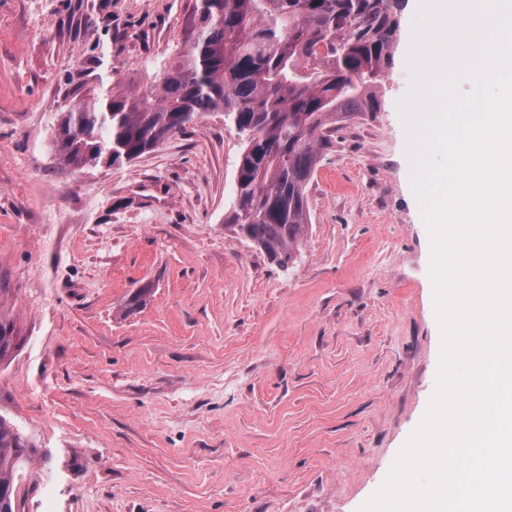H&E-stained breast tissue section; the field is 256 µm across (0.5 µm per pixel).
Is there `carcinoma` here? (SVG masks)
I'll use <instances>...</instances> for the list:
<instances>
[{"label": "carcinoma", "instance_id": "1", "mask_svg": "<svg viewBox=\"0 0 512 512\" xmlns=\"http://www.w3.org/2000/svg\"><path fill=\"white\" fill-rule=\"evenodd\" d=\"M405 0H195L184 27L188 51L160 88L110 93L59 116L55 148L74 170L122 166L208 112L246 136L236 209L228 223L281 266L309 224L307 188L336 126L380 109ZM150 289L123 306L129 316ZM20 348L14 319L0 313V364ZM37 452L0 415V512H19L18 478Z\"/></svg>", "mask_w": 512, "mask_h": 512}]
</instances>
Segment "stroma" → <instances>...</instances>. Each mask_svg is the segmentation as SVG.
<instances>
[{"mask_svg": "<svg viewBox=\"0 0 512 512\" xmlns=\"http://www.w3.org/2000/svg\"><path fill=\"white\" fill-rule=\"evenodd\" d=\"M194 0H0V415L49 461L22 512H358L435 388L430 238L398 103L345 122L292 265L227 221L245 142L211 112L122 167H65L61 112L157 84ZM147 304L122 307L138 289ZM17 323L8 315L0 313V364L10 359L20 348Z\"/></svg>", "mask_w": 512, "mask_h": 512, "instance_id": "1", "label": "stroma"}]
</instances>
